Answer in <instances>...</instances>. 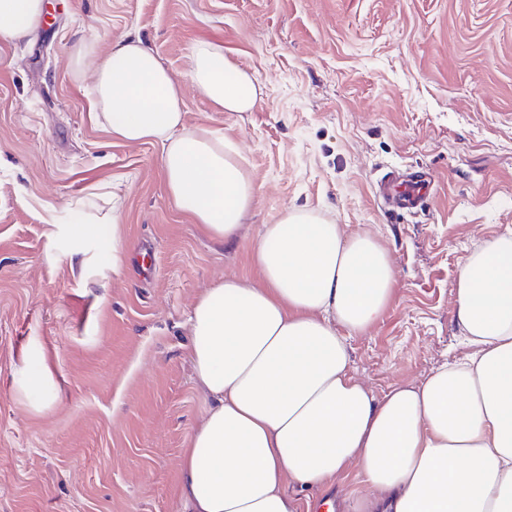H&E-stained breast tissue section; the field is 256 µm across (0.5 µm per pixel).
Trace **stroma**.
<instances>
[{
  "label": "stroma",
  "instance_id": "stroma-1",
  "mask_svg": "<svg viewBox=\"0 0 512 512\" xmlns=\"http://www.w3.org/2000/svg\"><path fill=\"white\" fill-rule=\"evenodd\" d=\"M30 40L0 48V512H178L181 462L206 402L189 359L196 299L255 275L263 225L304 207L373 234L391 303L348 337L377 397L471 349L455 324L469 250L512 228V0H46ZM139 35L182 87L187 124L233 143L255 191L236 240L210 238L170 199L161 151L97 126L69 76L79 40ZM208 42L258 89L220 111L189 78ZM426 174L423 211L384 209L389 172ZM122 244H152L113 276ZM78 224L99 234L74 241ZM79 253L80 260L68 257ZM58 386L37 410L15 392L31 346ZM118 206L112 205V250L107 254V262L112 267V274L117 276L124 269L128 254L120 237V225L117 216Z\"/></svg>",
  "mask_w": 512,
  "mask_h": 512
}]
</instances>
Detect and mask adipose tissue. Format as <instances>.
Returning a JSON list of instances; mask_svg holds the SVG:
<instances>
[{
  "instance_id": "adipose-tissue-1",
  "label": "adipose tissue",
  "mask_w": 512,
  "mask_h": 512,
  "mask_svg": "<svg viewBox=\"0 0 512 512\" xmlns=\"http://www.w3.org/2000/svg\"><path fill=\"white\" fill-rule=\"evenodd\" d=\"M43 15L44 0H0V47L30 39ZM70 72L92 76L90 110L114 139L160 148L177 208L233 240L254 184L223 134L186 124L177 81L143 40L106 52L80 41ZM189 77L220 110L256 103L252 80L211 45L194 49ZM254 263L257 279L216 283L188 318L208 407L182 459L179 512H300L286 481L327 486L354 466L371 489L354 512H512V229L460 266L456 325L472 353L380 398L352 375L346 343L391 300L378 240L295 208L264 225ZM16 389L37 409L56 399L38 348Z\"/></svg>"
}]
</instances>
